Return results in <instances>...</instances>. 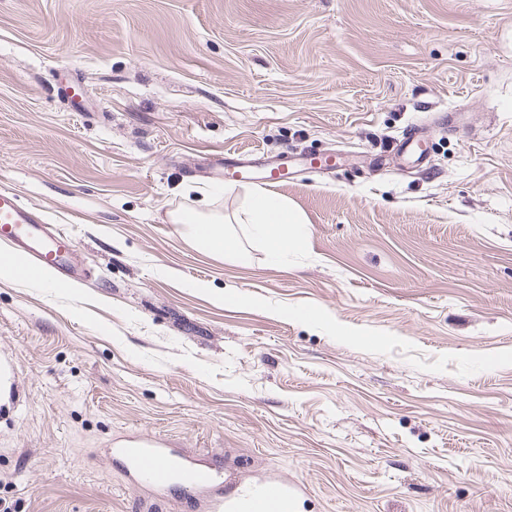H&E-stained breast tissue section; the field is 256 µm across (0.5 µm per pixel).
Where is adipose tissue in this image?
I'll return each mask as SVG.
<instances>
[{
  "label": "adipose tissue",
  "instance_id": "adipose-tissue-1",
  "mask_svg": "<svg viewBox=\"0 0 512 512\" xmlns=\"http://www.w3.org/2000/svg\"><path fill=\"white\" fill-rule=\"evenodd\" d=\"M169 218L181 225L186 237L199 250L213 256L242 258L243 249L227 231L228 224L243 225L254 241L266 249L272 262H279L289 248L306 236L301 216L287 200L263 191L252 193L232 215L218 211H174Z\"/></svg>",
  "mask_w": 512,
  "mask_h": 512
}]
</instances>
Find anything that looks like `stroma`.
I'll return each instance as SVG.
<instances>
[{
  "mask_svg": "<svg viewBox=\"0 0 512 512\" xmlns=\"http://www.w3.org/2000/svg\"><path fill=\"white\" fill-rule=\"evenodd\" d=\"M219 151L339 156L280 263L170 222L243 203ZM0 187L81 274L0 278V512H201L138 433L295 512H512V0H0Z\"/></svg>",
  "mask_w": 512,
  "mask_h": 512,
  "instance_id": "stroma-1",
  "label": "stroma"
}]
</instances>
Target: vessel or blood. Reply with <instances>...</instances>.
<instances>
[{"instance_id":"1","label":"vessel or blood","mask_w":512,"mask_h":512,"mask_svg":"<svg viewBox=\"0 0 512 512\" xmlns=\"http://www.w3.org/2000/svg\"><path fill=\"white\" fill-rule=\"evenodd\" d=\"M291 162L274 158L263 163L238 159L231 154L205 158L202 174L226 176L247 181L261 174L264 184L277 186ZM0 246L7 254L19 256L21 276L35 278L44 271L58 272L63 283H70L71 235L60 226L45 224L34 210L22 206L14 193L0 188ZM129 474L149 488L170 485L193 493L204 512H286L296 498L295 486L276 477L263 482L225 489L218 470L202 465L166 448L163 440L144 434L130 437L117 450Z\"/></svg>"}]
</instances>
